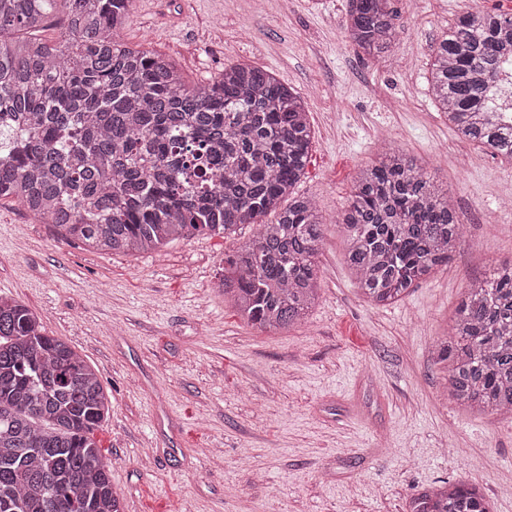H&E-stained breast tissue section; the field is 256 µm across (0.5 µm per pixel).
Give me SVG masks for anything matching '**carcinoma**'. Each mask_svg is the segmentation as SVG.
Segmentation results:
<instances>
[{"mask_svg": "<svg viewBox=\"0 0 512 512\" xmlns=\"http://www.w3.org/2000/svg\"><path fill=\"white\" fill-rule=\"evenodd\" d=\"M59 1L58 35L43 38ZM130 5L0 0V200L105 252H159L255 224L224 259L221 288L251 326L302 323L318 300L321 242L315 201L294 192L312 145L303 99L250 65L187 85L168 58L119 37ZM348 16L349 40L372 58L404 26L391 0H349ZM507 59L512 14L467 11L433 50L429 90L458 137L512 162V127L486 114ZM341 225L350 273L376 304L447 263L463 232L448 193L391 144L355 179ZM434 355L452 398L512 419V264L468 284ZM109 404L95 370L0 295V512H123L94 439ZM407 512L490 510L475 487L448 482Z\"/></svg>", "mask_w": 512, "mask_h": 512, "instance_id": "1", "label": "carcinoma"}]
</instances>
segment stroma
I'll return each mask as SVG.
<instances>
[{
    "label": "stroma",
    "mask_w": 512,
    "mask_h": 512,
    "mask_svg": "<svg viewBox=\"0 0 512 512\" xmlns=\"http://www.w3.org/2000/svg\"><path fill=\"white\" fill-rule=\"evenodd\" d=\"M392 3L407 28L376 58L347 38L348 0H132L122 32L187 84L240 63L300 92L313 139L296 190L322 221L319 298L302 324L246 325L218 288L255 225L160 256L107 254L0 202V294L96 371L110 410L94 437L125 512H406L455 480L512 512V421L445 397L433 359L468 282L512 264V163L460 140L426 81L457 15L512 13V0ZM389 144L453 197L464 231L447 266L376 307L347 267L341 212Z\"/></svg>",
    "instance_id": "obj_1"
}]
</instances>
